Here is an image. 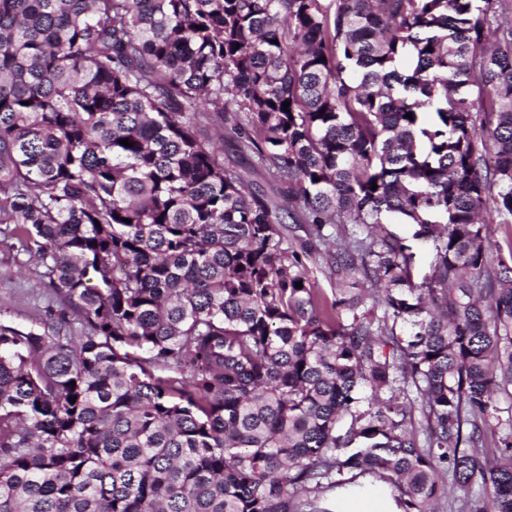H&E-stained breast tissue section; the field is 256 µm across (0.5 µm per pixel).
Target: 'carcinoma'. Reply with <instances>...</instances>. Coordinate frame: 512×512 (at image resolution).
<instances>
[{
  "label": "carcinoma",
  "mask_w": 512,
  "mask_h": 512,
  "mask_svg": "<svg viewBox=\"0 0 512 512\" xmlns=\"http://www.w3.org/2000/svg\"><path fill=\"white\" fill-rule=\"evenodd\" d=\"M504 11L0 0V223L73 309L0 323V512H321L345 469L512 512V435L477 453L512 396ZM497 222L490 224L488 227L490 249L495 259L498 256L508 259L510 246L512 245V220L506 224H498ZM306 263V276L312 288L320 294L332 297L333 288L336 286L335 281L328 277L325 258L315 256Z\"/></svg>",
  "instance_id": "cac0c4a2"
}]
</instances>
